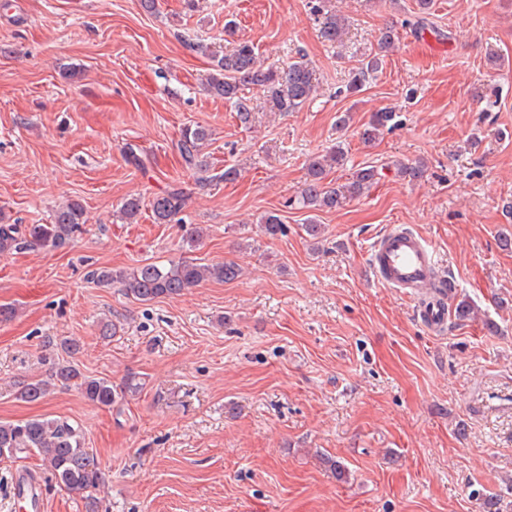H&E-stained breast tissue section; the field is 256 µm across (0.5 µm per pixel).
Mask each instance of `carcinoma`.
<instances>
[{
	"instance_id": "carcinoma-1",
	"label": "carcinoma",
	"mask_w": 512,
	"mask_h": 512,
	"mask_svg": "<svg viewBox=\"0 0 512 512\" xmlns=\"http://www.w3.org/2000/svg\"><path fill=\"white\" fill-rule=\"evenodd\" d=\"M310 9L317 16L321 37L331 43L342 42L345 19L326 8L325 0H309ZM398 37L389 28L378 40L379 52L367 57L352 72L347 91H361L364 84L382 66L383 53L391 50ZM205 89L230 105L242 126H248L254 112V99L250 89L258 90L270 109L277 112L300 110L316 92L312 68L304 61H293L278 69L263 67L259 53L249 41H236L222 54L212 56V63L205 77ZM393 119V112L379 111L372 114L360 132L362 142L369 145L383 133ZM210 138L209 130L201 125L185 126L180 131L179 151L187 169L194 171L199 183L208 181L210 165L203 147ZM346 159L341 146L327 154L313 158L307 166L306 178L299 204L311 210L333 209L349 199L364 194L378 180L379 172L373 167H363L353 172L344 185L330 187L324 184L328 168L341 166ZM185 206V196L179 189H172L153 196L150 210L157 224L179 221ZM85 209L77 199H70L54 210L49 224H0V258H7L26 249L62 250L68 247L81 232ZM260 230L269 239L286 233L281 218L266 215ZM240 268L233 261L211 265L198 264L192 258H182L167 265L144 263L131 269L113 270L99 268L91 271L90 279L99 287L114 283L123 286L125 293L140 302L158 298H176L189 288L211 279L232 281L238 278ZM57 387H75L84 399L99 409H112L128 395L137 393L140 383L131 377L118 388L104 377H94L81 372L77 364L68 360L57 362L43 378H28L18 382L17 397L25 402L43 400ZM31 456L40 460L59 486L71 493L91 496L105 484L101 464L85 446V435L75 422L64 418L37 417L27 420L0 422V458L16 459Z\"/></svg>"
}]
</instances>
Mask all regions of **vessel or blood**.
I'll list each match as a JSON object with an SVG mask.
<instances>
[{
	"label": "vessel or blood",
	"instance_id": "vessel-or-blood-1",
	"mask_svg": "<svg viewBox=\"0 0 512 512\" xmlns=\"http://www.w3.org/2000/svg\"><path fill=\"white\" fill-rule=\"evenodd\" d=\"M369 266L378 283L417 300V316L425 329L435 333L447 325L448 297L458 284L438 278L437 253L423 233L402 224L391 226L373 244ZM14 495L25 512H45L43 493L36 484L16 481Z\"/></svg>",
	"mask_w": 512,
	"mask_h": 512
}]
</instances>
